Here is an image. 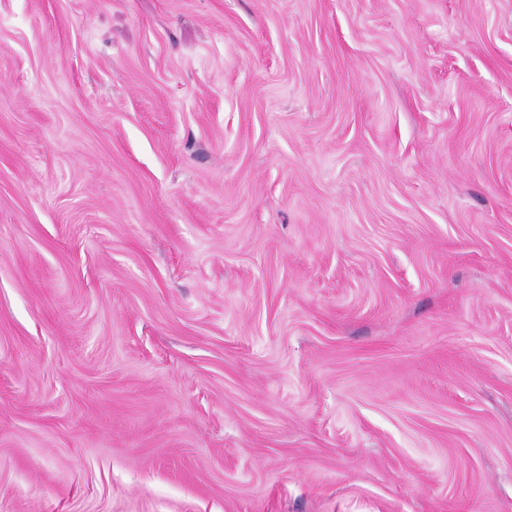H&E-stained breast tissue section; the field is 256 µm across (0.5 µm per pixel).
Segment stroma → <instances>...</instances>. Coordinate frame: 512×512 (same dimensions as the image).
Instances as JSON below:
<instances>
[{
	"label": "stroma",
	"mask_w": 512,
	"mask_h": 512,
	"mask_svg": "<svg viewBox=\"0 0 512 512\" xmlns=\"http://www.w3.org/2000/svg\"><path fill=\"white\" fill-rule=\"evenodd\" d=\"M0 512H512V0H0Z\"/></svg>",
	"instance_id": "obj_1"
}]
</instances>
